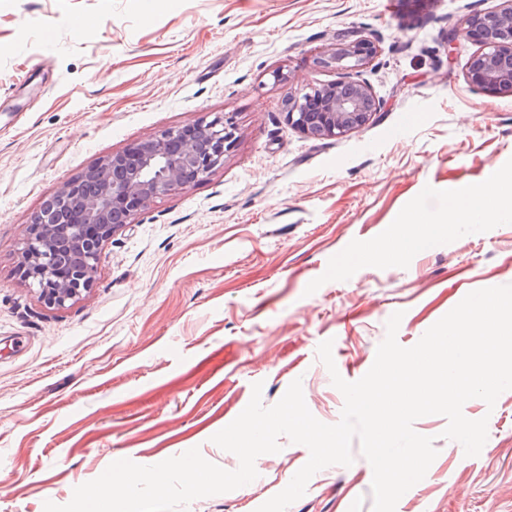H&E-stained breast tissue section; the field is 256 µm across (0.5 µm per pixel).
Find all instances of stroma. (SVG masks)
I'll return each mask as SVG.
<instances>
[{
    "mask_svg": "<svg viewBox=\"0 0 512 512\" xmlns=\"http://www.w3.org/2000/svg\"><path fill=\"white\" fill-rule=\"evenodd\" d=\"M502 0H0V512H44L119 458L151 466L212 441L254 383L276 404L301 380L319 421L344 406L339 374L363 377L402 312L415 345L468 293L512 284V215L447 229L450 192L512 183V94L473 86L475 43L443 37ZM369 37L359 70L381 112L337 137L302 133L289 95L341 80L318 57L338 31ZM283 80H274V73ZM25 119L15 122L16 112ZM232 116L233 146L204 179L156 199L102 247L91 289L46 305L21 275L32 215L59 187L169 129ZM417 212L442 224L416 250L386 249ZM480 454L417 419L438 455L396 512H512V390L479 398ZM257 478L178 512H256L308 461L280 437ZM315 473L287 512H372L373 470Z\"/></svg>",
    "mask_w": 512,
    "mask_h": 512,
    "instance_id": "1",
    "label": "stroma"
}]
</instances>
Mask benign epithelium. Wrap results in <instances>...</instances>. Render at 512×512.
<instances>
[{"mask_svg": "<svg viewBox=\"0 0 512 512\" xmlns=\"http://www.w3.org/2000/svg\"><path fill=\"white\" fill-rule=\"evenodd\" d=\"M461 34L479 46L467 64L468 80L486 92L512 93V0H503L497 10L468 15L460 29L448 30V55L454 54ZM336 38L340 51L319 58L318 63L347 70L345 80L288 96V120L309 135L349 133L381 109L371 87L349 74L374 58L375 43L365 36L352 40L348 32ZM233 139V123L227 119L186 125L100 161L86 174L88 196L76 180L63 184L32 216L22 248L26 280L38 287L39 296L50 306H63L88 291L104 243L156 199L220 167ZM75 221L78 239L59 243L54 225Z\"/></svg>", "mask_w": 512, "mask_h": 512, "instance_id": "benign-epithelium-1", "label": "benign epithelium"}]
</instances>
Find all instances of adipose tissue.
Masks as SVG:
<instances>
[{
	"instance_id": "1",
	"label": "adipose tissue",
	"mask_w": 512,
	"mask_h": 512,
	"mask_svg": "<svg viewBox=\"0 0 512 512\" xmlns=\"http://www.w3.org/2000/svg\"><path fill=\"white\" fill-rule=\"evenodd\" d=\"M512 210V186L493 182L491 189H480L448 202V224L489 223L497 220L503 212Z\"/></svg>"
}]
</instances>
